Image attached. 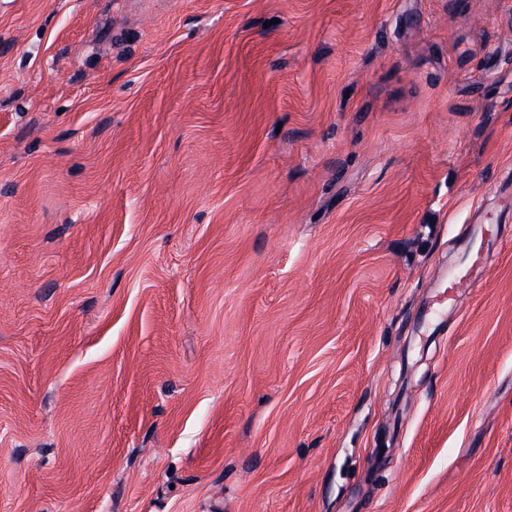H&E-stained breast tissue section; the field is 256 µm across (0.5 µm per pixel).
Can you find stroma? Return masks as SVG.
<instances>
[{"label": "stroma", "mask_w": 512, "mask_h": 512, "mask_svg": "<svg viewBox=\"0 0 512 512\" xmlns=\"http://www.w3.org/2000/svg\"><path fill=\"white\" fill-rule=\"evenodd\" d=\"M511 172L512 0H0V512H512ZM483 276V266L480 263L479 250L471 255H467L460 266L448 269V282L437 295L441 300L437 301L438 306H443L450 301L454 292L459 288L474 287ZM448 293V294H447Z\"/></svg>", "instance_id": "35a3bbf8"}]
</instances>
